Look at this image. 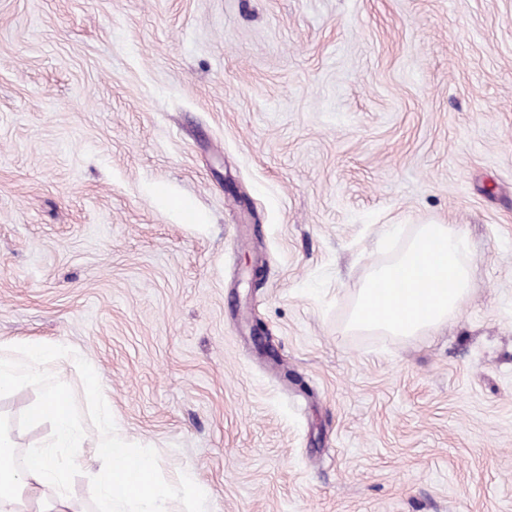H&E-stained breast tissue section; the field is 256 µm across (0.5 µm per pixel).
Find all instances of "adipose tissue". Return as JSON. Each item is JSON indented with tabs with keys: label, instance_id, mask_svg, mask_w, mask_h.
<instances>
[{
	"label": "adipose tissue",
	"instance_id": "obj_1",
	"mask_svg": "<svg viewBox=\"0 0 512 512\" xmlns=\"http://www.w3.org/2000/svg\"><path fill=\"white\" fill-rule=\"evenodd\" d=\"M16 445L0 431V500L19 502L22 498L41 499L46 490H54L52 506L47 512H75L69 498L59 494L61 474L48 456L40 451L28 452L23 465H15Z\"/></svg>",
	"mask_w": 512,
	"mask_h": 512
}]
</instances>
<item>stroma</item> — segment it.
Wrapping results in <instances>:
<instances>
[{
	"mask_svg": "<svg viewBox=\"0 0 512 512\" xmlns=\"http://www.w3.org/2000/svg\"><path fill=\"white\" fill-rule=\"evenodd\" d=\"M433 223L474 258L455 319L347 331L386 225ZM29 343L211 512H512V0H0ZM37 396L0 397L22 452Z\"/></svg>",
	"mask_w": 512,
	"mask_h": 512,
	"instance_id": "35a3bbf8",
	"label": "stroma"
}]
</instances>
